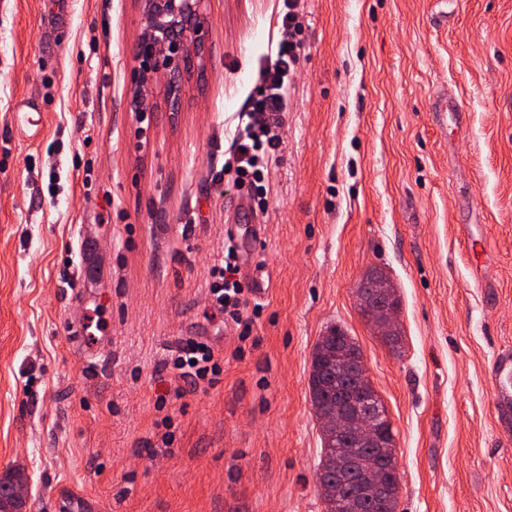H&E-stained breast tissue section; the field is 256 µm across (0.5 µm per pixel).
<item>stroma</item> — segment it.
Here are the masks:
<instances>
[{"label":"stroma","instance_id":"obj_1","mask_svg":"<svg viewBox=\"0 0 512 512\" xmlns=\"http://www.w3.org/2000/svg\"><path fill=\"white\" fill-rule=\"evenodd\" d=\"M64 5L67 48L49 56L44 21ZM142 11L0 0V473H27L24 512H61L67 488L85 512H323L309 374L334 325L393 423L396 512H512L492 376L512 354V0H301L262 208L214 177L283 0H204L205 58L175 107L163 75L133 81ZM29 99L35 141L14 128ZM475 216L480 271L456 232ZM255 224L266 291L242 342L210 306V270ZM371 268L398 286L397 353L357 306ZM197 336L224 357L216 382L169 366Z\"/></svg>","mask_w":512,"mask_h":512}]
</instances>
